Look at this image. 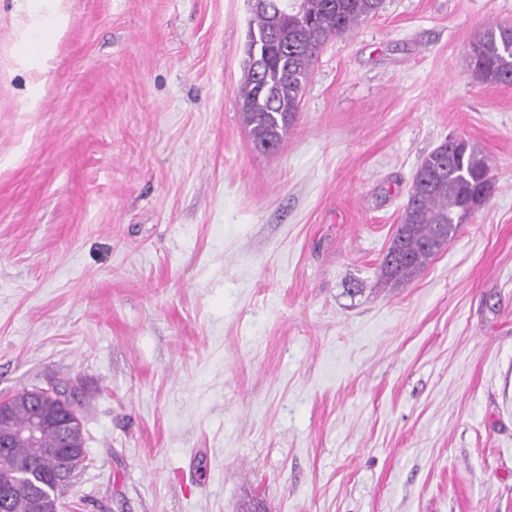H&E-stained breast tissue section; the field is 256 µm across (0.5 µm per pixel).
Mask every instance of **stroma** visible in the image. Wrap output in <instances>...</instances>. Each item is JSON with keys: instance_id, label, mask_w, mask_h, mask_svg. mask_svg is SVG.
I'll use <instances>...</instances> for the list:
<instances>
[{"instance_id": "35a3bbf8", "label": "stroma", "mask_w": 512, "mask_h": 512, "mask_svg": "<svg viewBox=\"0 0 512 512\" xmlns=\"http://www.w3.org/2000/svg\"><path fill=\"white\" fill-rule=\"evenodd\" d=\"M0 0V397L68 379L60 512H512V0H384L320 50L278 151L241 122L250 0ZM489 202L411 282L379 265L421 159ZM36 23L32 28L30 40L40 57L47 56L55 43L59 32L66 26L67 17L60 13L57 5L60 0H35ZM512 27L492 24L471 44L469 68L482 83L512 85Z\"/></svg>"}]
</instances>
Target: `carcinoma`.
<instances>
[{
  "instance_id": "cac0c4a2",
  "label": "carcinoma",
  "mask_w": 512,
  "mask_h": 512,
  "mask_svg": "<svg viewBox=\"0 0 512 512\" xmlns=\"http://www.w3.org/2000/svg\"><path fill=\"white\" fill-rule=\"evenodd\" d=\"M382 0H258L252 6L239 110L251 143L259 152H276L295 123L303 91L323 45L374 17ZM469 68L482 83L512 85V27L492 24L471 44ZM494 190L491 166L476 143L458 138L444 142L425 156L414 176L401 222L383 256V282L399 286L413 280L487 203ZM61 395L42 407L53 412L79 407L81 395L59 381ZM33 391L26 389L5 400L13 424L32 416ZM60 437L51 425L38 443L18 441L0 449V478L10 480L8 502L0 512H33L34 497L57 500L69 484L55 482Z\"/></svg>"
}]
</instances>
